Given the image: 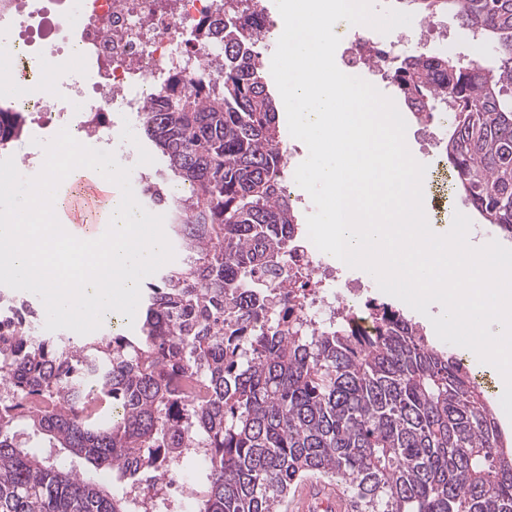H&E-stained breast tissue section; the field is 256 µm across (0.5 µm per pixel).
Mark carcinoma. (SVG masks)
<instances>
[{"instance_id": "1", "label": "carcinoma", "mask_w": 512, "mask_h": 512, "mask_svg": "<svg viewBox=\"0 0 512 512\" xmlns=\"http://www.w3.org/2000/svg\"><path fill=\"white\" fill-rule=\"evenodd\" d=\"M483 31L495 66L409 57L396 92L446 112L448 188L512 238V0H409ZM224 3V71L171 77L141 132L191 195L172 204L182 260L147 284L134 336L0 328V512H147L129 492L32 449L44 440L135 486L203 449L194 512H279L308 478L355 512H512V448L484 391L400 311L377 333L339 321L288 329L259 316L287 226L278 104L263 75L269 23ZM21 112L0 111L20 137Z\"/></svg>"}]
</instances>
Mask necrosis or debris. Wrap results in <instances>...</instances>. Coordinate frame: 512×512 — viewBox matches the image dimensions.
<instances>
[{
    "instance_id": "necrosis-or-debris-1",
    "label": "necrosis or debris",
    "mask_w": 512,
    "mask_h": 512,
    "mask_svg": "<svg viewBox=\"0 0 512 512\" xmlns=\"http://www.w3.org/2000/svg\"><path fill=\"white\" fill-rule=\"evenodd\" d=\"M45 11L41 0H6L0 8V27L14 33L0 52V109L29 113L32 131L43 137L66 129L90 146L122 150L132 161L136 199L166 194L153 168L133 161L132 150L124 147L122 124L141 123L148 102L174 74L213 72L224 45L199 37L198 27L223 18L224 0H81L77 32L44 43L36 54L29 32ZM343 42L344 73L388 81L393 58L375 36L354 32ZM62 59L74 71L92 64L94 85L76 79L46 96L41 66ZM284 262L287 282H273L270 288L275 318L314 328L342 320L369 330L371 296L360 283L340 277L327 254L309 240L306 225H289Z\"/></svg>"
}]
</instances>
